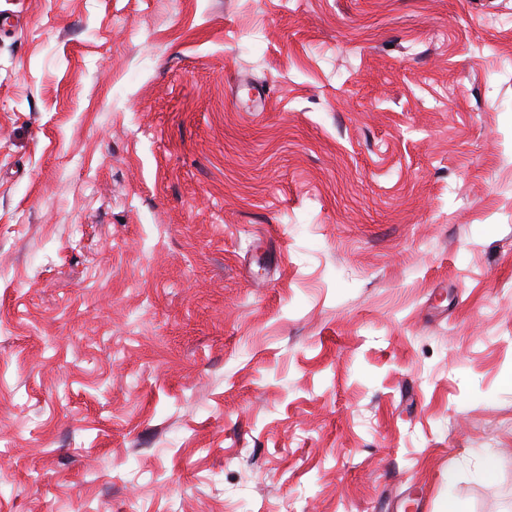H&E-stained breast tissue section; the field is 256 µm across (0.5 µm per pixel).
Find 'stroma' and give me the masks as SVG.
<instances>
[{
  "label": "stroma",
  "instance_id": "1",
  "mask_svg": "<svg viewBox=\"0 0 512 512\" xmlns=\"http://www.w3.org/2000/svg\"><path fill=\"white\" fill-rule=\"evenodd\" d=\"M511 15L0 0V512H512Z\"/></svg>",
  "mask_w": 512,
  "mask_h": 512
}]
</instances>
